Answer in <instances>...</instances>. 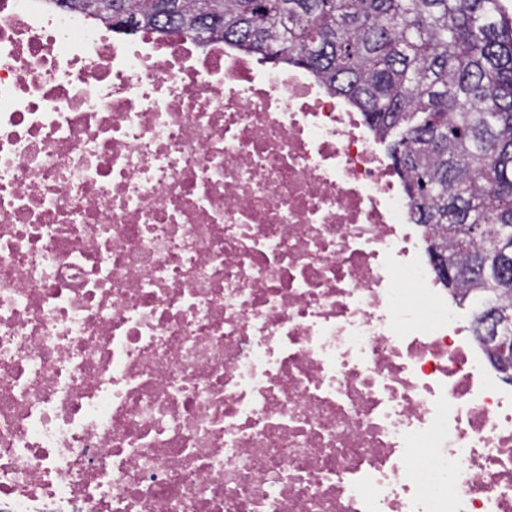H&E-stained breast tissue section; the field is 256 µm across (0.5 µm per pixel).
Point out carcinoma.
<instances>
[{
  "mask_svg": "<svg viewBox=\"0 0 512 512\" xmlns=\"http://www.w3.org/2000/svg\"><path fill=\"white\" fill-rule=\"evenodd\" d=\"M112 17L160 34L223 28L251 52L288 45L305 66L397 139L394 165L416 223L438 231L479 315L512 317V17L501 0H111ZM80 9L108 19L78 0ZM466 224H485L465 237ZM491 252L496 274L474 269Z\"/></svg>",
  "mask_w": 512,
  "mask_h": 512,
  "instance_id": "1",
  "label": "carcinoma"
}]
</instances>
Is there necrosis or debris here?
<instances>
[{
    "mask_svg": "<svg viewBox=\"0 0 512 512\" xmlns=\"http://www.w3.org/2000/svg\"><path fill=\"white\" fill-rule=\"evenodd\" d=\"M384 142L305 67L0 0V512H512Z\"/></svg>",
    "mask_w": 512,
    "mask_h": 512,
    "instance_id": "4bbe7bcc",
    "label": "necrosis or debris"
}]
</instances>
